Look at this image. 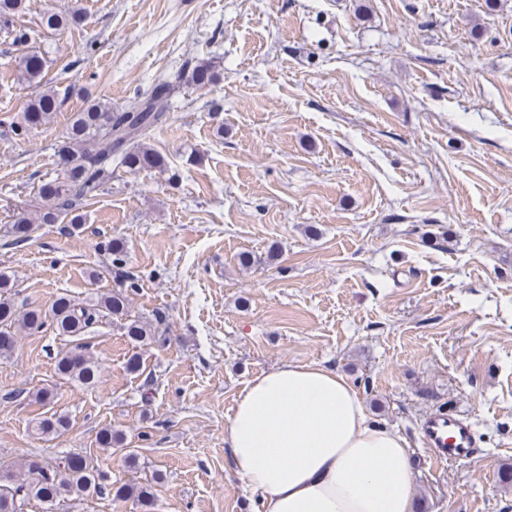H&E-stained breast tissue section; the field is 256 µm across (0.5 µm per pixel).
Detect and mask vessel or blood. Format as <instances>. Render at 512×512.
<instances>
[{"label": "vessel or blood", "instance_id": "b4317fda", "mask_svg": "<svg viewBox=\"0 0 512 512\" xmlns=\"http://www.w3.org/2000/svg\"><path fill=\"white\" fill-rule=\"evenodd\" d=\"M420 437L436 466L473 460L483 453L470 420L451 406L441 405L428 412L420 424Z\"/></svg>", "mask_w": 512, "mask_h": 512}]
</instances>
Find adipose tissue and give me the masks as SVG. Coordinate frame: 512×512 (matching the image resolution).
Here are the masks:
<instances>
[{
    "instance_id": "ef3b65f1",
    "label": "adipose tissue",
    "mask_w": 512,
    "mask_h": 512,
    "mask_svg": "<svg viewBox=\"0 0 512 512\" xmlns=\"http://www.w3.org/2000/svg\"><path fill=\"white\" fill-rule=\"evenodd\" d=\"M224 442L256 512H415L407 441L371 425L332 368L286 362L251 379Z\"/></svg>"
}]
</instances>
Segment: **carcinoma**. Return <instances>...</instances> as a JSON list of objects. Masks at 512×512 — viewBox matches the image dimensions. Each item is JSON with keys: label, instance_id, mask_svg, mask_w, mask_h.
Instances as JSON below:
<instances>
[{"label": "carcinoma", "instance_id": "obj_1", "mask_svg": "<svg viewBox=\"0 0 512 512\" xmlns=\"http://www.w3.org/2000/svg\"><path fill=\"white\" fill-rule=\"evenodd\" d=\"M26 9V0H0V18L19 14ZM81 21L80 10L68 15L46 12L41 18L43 28L57 30ZM47 61L42 53L30 51L15 64L19 82L32 87L31 98L20 112L15 131L49 123L60 108L55 88L44 82ZM216 73L212 65L202 61L185 76V83L205 87L214 82ZM172 87L157 85L148 96L136 99L127 107L114 110L102 101L88 100L73 113L68 131L57 146L59 173L41 184L39 202L34 210L18 212L14 228H24L28 238L39 224H66L76 229L84 220L83 208L90 205L112 176V165H121L131 172L160 169L164 159L147 140L168 120L159 102L168 97ZM10 280L0 276V353L10 351L15 338L21 333L34 335L51 323L57 335L68 337L69 348L60 352L58 372L82 384H92L98 366L90 354L84 336L95 325L115 316L127 314L128 299L123 292L100 295L96 302L79 304L61 296L53 304L50 315L32 309L23 315L16 314L11 300ZM157 325L148 326L136 319L126 324V335L135 341L160 333L162 318ZM68 426L64 415L52 413L34 425L39 435H57ZM60 470L29 461L17 469L7 468L0 473V512H25L32 500L46 503L59 502L69 495L83 496L104 494L111 490L116 499L135 498L146 502L154 497L152 487H135L123 484L108 487L104 484L103 471L86 457L69 454L60 459Z\"/></svg>", "mask_w": 512, "mask_h": 512}]
</instances>
